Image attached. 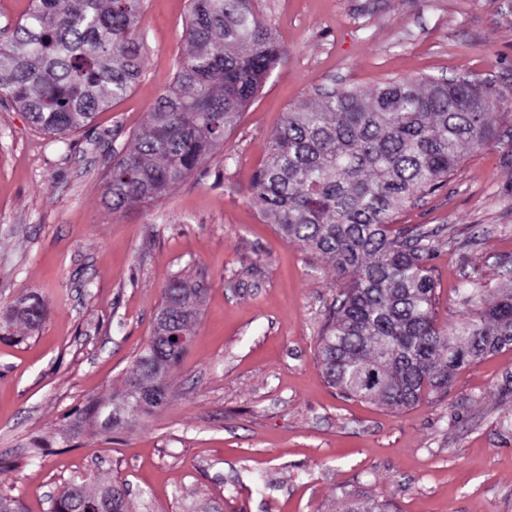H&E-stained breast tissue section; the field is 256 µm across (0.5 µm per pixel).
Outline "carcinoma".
I'll list each match as a JSON object with an SVG mask.
<instances>
[{"label": "carcinoma", "instance_id": "carcinoma-1", "mask_svg": "<svg viewBox=\"0 0 512 512\" xmlns=\"http://www.w3.org/2000/svg\"><path fill=\"white\" fill-rule=\"evenodd\" d=\"M143 0H29L15 27L0 29V96L49 134L90 128L94 115L132 90L143 44L136 34ZM191 50L172 87L133 135L134 149L112 164L105 200L112 211L141 207L206 164L240 122L286 50L260 17L256 0H190ZM499 100L466 76L390 81L367 94L325 90L317 102L289 108L270 157L251 181L263 221L289 242L327 258L351 276L325 325L319 363L345 397L408 408L448 388L456 372L512 345V290L487 301L453 329L436 319V284L427 266L434 233L394 229L406 204L448 182L461 150L496 134ZM203 286L171 279L147 347L124 379L118 409L88 402L82 415L106 436L123 419L165 405L167 378L185 349ZM43 307L28 297L0 323L35 330ZM103 498L129 512L127 490L104 484L67 487L52 512H97Z\"/></svg>", "mask_w": 512, "mask_h": 512}]
</instances>
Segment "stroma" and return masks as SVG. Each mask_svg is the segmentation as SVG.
Returning a JSON list of instances; mask_svg holds the SVG:
<instances>
[{
    "instance_id": "35a3bbf8",
    "label": "stroma",
    "mask_w": 512,
    "mask_h": 512,
    "mask_svg": "<svg viewBox=\"0 0 512 512\" xmlns=\"http://www.w3.org/2000/svg\"><path fill=\"white\" fill-rule=\"evenodd\" d=\"M287 57L214 157L151 205L102 203L116 155L173 84L188 0H143L141 76L88 130L51 135L0 99V310L38 296L34 332L0 335V496L51 512L75 481L122 482L129 512H512V347L403 409L346 398L318 365L347 280L250 200L285 112L340 86L469 76L501 104L498 136L400 209L437 230L427 264L449 325L512 268V0H260ZM207 293L171 396L112 437L78 418L115 397L172 276Z\"/></svg>"
}]
</instances>
